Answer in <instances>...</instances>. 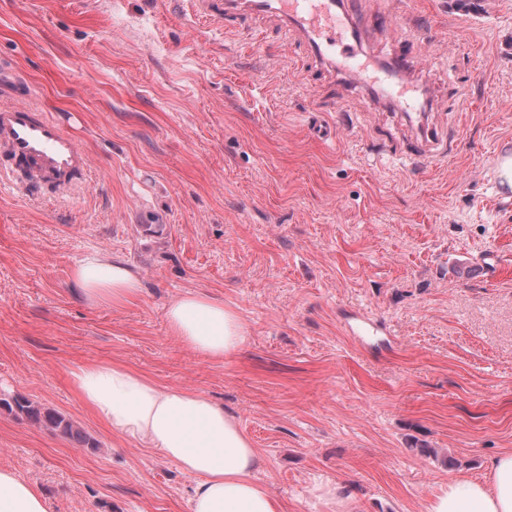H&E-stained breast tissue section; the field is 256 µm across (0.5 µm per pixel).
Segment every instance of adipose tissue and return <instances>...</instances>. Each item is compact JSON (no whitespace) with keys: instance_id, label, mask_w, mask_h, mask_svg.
<instances>
[{"instance_id":"adipose-tissue-1","label":"adipose tissue","mask_w":512,"mask_h":512,"mask_svg":"<svg viewBox=\"0 0 512 512\" xmlns=\"http://www.w3.org/2000/svg\"><path fill=\"white\" fill-rule=\"evenodd\" d=\"M72 280L88 301L115 307L142 290L134 268L99 254L82 259ZM165 316L172 336L213 360L237 351L247 339L238 312L207 294L174 298ZM72 377L83 401L114 432L144 442L196 477L191 512H280L277 499L256 477L257 449L223 406L195 392L159 387L114 363L84 365ZM0 512L49 509L36 486L0 468ZM427 512H512V452L494 459L484 479L450 480L431 496Z\"/></svg>"}]
</instances>
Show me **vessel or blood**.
Here are the masks:
<instances>
[{
  "mask_svg": "<svg viewBox=\"0 0 512 512\" xmlns=\"http://www.w3.org/2000/svg\"><path fill=\"white\" fill-rule=\"evenodd\" d=\"M199 10L222 20L241 15L274 14L287 30L306 37L319 61L338 63L358 83L370 84L358 58V37L349 13L339 0H195ZM452 143L430 137L413 153L424 164L446 159ZM0 152L31 169L32 185L52 181L67 193L84 179L89 158L74 135L60 122L30 103H0Z\"/></svg>",
  "mask_w": 512,
  "mask_h": 512,
  "instance_id": "vessel-or-blood-1",
  "label": "vessel or blood"
}]
</instances>
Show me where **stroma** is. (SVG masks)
Wrapping results in <instances>:
<instances>
[{"label": "stroma", "instance_id": "stroma-1", "mask_svg": "<svg viewBox=\"0 0 512 512\" xmlns=\"http://www.w3.org/2000/svg\"><path fill=\"white\" fill-rule=\"evenodd\" d=\"M346 2L361 58H413L444 163L409 157L403 109L331 77L276 16L0 0V102L36 104L90 163L68 199L0 183V395L94 442L0 411V467L49 512H190L194 477L83 404L72 373L91 363L223 405L281 512H426L512 451V0ZM96 252L139 272V297L81 295L71 272ZM193 291L239 312L242 348L212 360L169 334L167 303ZM0 409L15 419L25 420L35 425L60 433L78 447H93L94 442L72 421L55 409L36 404L22 396L0 399Z\"/></svg>", "mask_w": 512, "mask_h": 512}]
</instances>
